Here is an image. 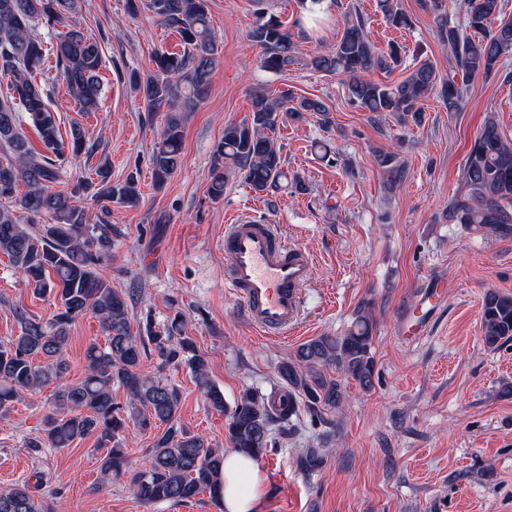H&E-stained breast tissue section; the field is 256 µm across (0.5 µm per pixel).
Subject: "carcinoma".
I'll return each mask as SVG.
<instances>
[{"mask_svg":"<svg viewBox=\"0 0 512 512\" xmlns=\"http://www.w3.org/2000/svg\"><path fill=\"white\" fill-rule=\"evenodd\" d=\"M209 0H149V9L161 24L176 31L182 51L156 53V72L143 77L136 72L128 82L139 94L146 111L164 113L159 141L152 154L154 182L163 186L177 171L183 145L182 113L203 102L210 93L211 73L221 52L210 27ZM76 0H0V255L27 280L35 295L53 294L61 311L44 322L24 309L14 310L20 333L0 342V418L8 416L24 395L54 383L56 390L42 421V436L34 448H68L95 435L107 449L101 459L100 481L124 473L126 464L119 435L127 425L156 428L146 466L130 471V488L146 502H188L208 493L219 502L223 489L224 450L207 444L178 421L180 393L174 386L141 371L146 343L156 347L160 365L185 363L210 405L227 416V439L232 447L257 458L272 445L276 422H286L302 400L311 418L343 405V381L352 380L364 390L374 387L373 319L364 309L341 334H323L303 344L277 367L287 412L275 414L267 404L246 391L234 407L224 405V394L209 379L207 361L189 337L182 335L183 319L177 314L161 330L146 325L147 337L133 335L128 304L98 269L112 238L86 223V211L77 198L93 200L103 209L112 203L134 207L139 203L138 173L121 183L111 182V166L95 170L96 178L78 182L69 191L56 190L67 155L80 154L86 145L80 127L63 139L57 114L50 108L47 86L35 82L44 69V40L39 28L68 24L55 34L53 54L61 67L71 96L88 114L100 105L102 48L99 41L69 24ZM378 8L394 27L410 24L396 0H378ZM464 24H444L440 38L448 44L455 69L443 77L429 61L413 64L394 86L363 77L372 70L390 73L404 65L401 47L382 51L364 33L358 15L346 19L336 46L310 57L311 68L348 76L350 102L363 112H388L398 122H422L423 100L435 91L449 112L460 110L463 84L497 74L512 52V19L501 17V0H463ZM263 49L261 67L283 72L297 64L295 43L283 23L261 15L251 33ZM26 112L49 155L38 153L21 131L18 113ZM320 99L296 95L288 89L272 98L257 92L246 120L224 127V137L213 150L209 194L224 197L228 171L240 174L256 193L269 194L286 176L280 146L274 137L283 114L295 120L308 114L326 115ZM375 163L386 182L397 186L407 170L397 153L379 151ZM466 191L448 201L446 216L454 224H479L502 237L512 235V142L492 116L485 118L471 143L462 169ZM25 187L19 191V187ZM92 312L106 340L90 343L86 368L76 382L68 371L63 349L72 321ZM481 327L487 347L495 349L512 338V297L489 292L482 305ZM334 372L336 376L327 375ZM127 392L123 405L112 400V387ZM327 449L311 448L297 459L304 472L322 467ZM37 485L21 484L0 493V512H51L35 497Z\"/></svg>","mask_w":512,"mask_h":512,"instance_id":"1","label":"carcinoma"}]
</instances>
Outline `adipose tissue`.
<instances>
[{
  "label": "adipose tissue",
  "instance_id": "obj_1",
  "mask_svg": "<svg viewBox=\"0 0 512 512\" xmlns=\"http://www.w3.org/2000/svg\"><path fill=\"white\" fill-rule=\"evenodd\" d=\"M264 476L254 458L231 451L224 455V512H257Z\"/></svg>",
  "mask_w": 512,
  "mask_h": 512
}]
</instances>
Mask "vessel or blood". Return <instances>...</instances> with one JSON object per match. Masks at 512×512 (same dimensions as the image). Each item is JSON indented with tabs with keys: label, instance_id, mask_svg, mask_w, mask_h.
I'll return each mask as SVG.
<instances>
[{
	"label": "vessel or blood",
	"instance_id": "obj_1",
	"mask_svg": "<svg viewBox=\"0 0 512 512\" xmlns=\"http://www.w3.org/2000/svg\"><path fill=\"white\" fill-rule=\"evenodd\" d=\"M224 286L260 332L290 334L303 314V291L314 275L307 252L287 241L276 225L243 213L224 227Z\"/></svg>",
	"mask_w": 512,
	"mask_h": 512
}]
</instances>
